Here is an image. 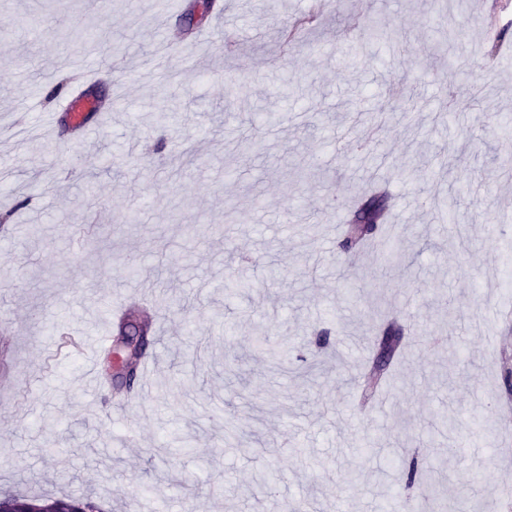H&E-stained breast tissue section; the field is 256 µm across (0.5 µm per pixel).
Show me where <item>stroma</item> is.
Instances as JSON below:
<instances>
[{
	"label": "stroma",
	"instance_id": "obj_1",
	"mask_svg": "<svg viewBox=\"0 0 512 512\" xmlns=\"http://www.w3.org/2000/svg\"><path fill=\"white\" fill-rule=\"evenodd\" d=\"M317 2L215 0L200 38L188 0H0V494L427 512L414 458L464 512H512V0ZM360 12L407 50L342 60ZM82 66L101 121L46 141ZM378 186L399 266L342 246ZM109 297L163 326L152 394L115 416L86 374ZM390 323L379 408L361 386ZM445 413L457 430L428 425Z\"/></svg>",
	"mask_w": 512,
	"mask_h": 512
}]
</instances>
